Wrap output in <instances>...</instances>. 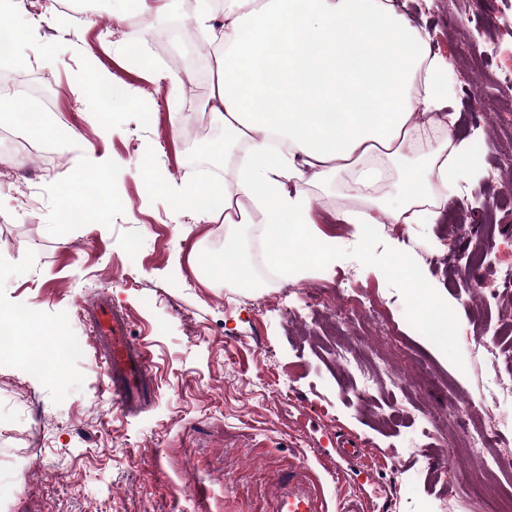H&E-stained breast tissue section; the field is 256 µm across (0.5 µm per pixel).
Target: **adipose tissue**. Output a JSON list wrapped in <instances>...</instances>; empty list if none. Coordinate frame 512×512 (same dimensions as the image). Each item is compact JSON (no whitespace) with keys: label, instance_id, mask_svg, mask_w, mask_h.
Returning a JSON list of instances; mask_svg holds the SVG:
<instances>
[{"label":"adipose tissue","instance_id":"1","mask_svg":"<svg viewBox=\"0 0 512 512\" xmlns=\"http://www.w3.org/2000/svg\"><path fill=\"white\" fill-rule=\"evenodd\" d=\"M214 48L203 109L242 146L233 174L180 192V212L229 226L261 220L267 256L292 279L330 264L309 188L350 187L343 224H438L477 150L447 124L448 65L402 0H196Z\"/></svg>","mask_w":512,"mask_h":512}]
</instances>
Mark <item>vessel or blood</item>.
Here are the masks:
<instances>
[{
    "label": "vessel or blood",
    "mask_w": 512,
    "mask_h": 512,
    "mask_svg": "<svg viewBox=\"0 0 512 512\" xmlns=\"http://www.w3.org/2000/svg\"><path fill=\"white\" fill-rule=\"evenodd\" d=\"M89 335L100 364L112 381V397L124 413L133 415L144 410L157 397L158 388L152 374V357L148 347L131 337L125 315L115 309L109 298L98 297L88 309ZM297 484L279 494L276 512H367L364 499L329 510L317 491L307 466H300Z\"/></svg>",
    "instance_id": "b4317fda"
}]
</instances>
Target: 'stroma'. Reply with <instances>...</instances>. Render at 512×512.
<instances>
[{
	"mask_svg": "<svg viewBox=\"0 0 512 512\" xmlns=\"http://www.w3.org/2000/svg\"><path fill=\"white\" fill-rule=\"evenodd\" d=\"M433 52L447 63L456 94V138H475L479 175L449 198L445 221L383 225L372 245L354 225L336 221L343 188L310 192L320 229L336 238L331 267L290 283L266 263L257 229L235 234L256 285L224 284L220 223L172 222L177 186L231 176L214 148L215 129L198 143L187 128L200 117L210 81L177 67V46L158 45L172 23L194 27L185 0L146 26L113 19L106 0H70L53 23L15 18L16 49L0 60L13 84L37 77L54 88L45 152L18 164L0 157V315L25 308L67 342L41 373L22 361L29 348L0 355V512H273L277 491L307 459L329 501L358 495L375 512H484L512 494V475L490 472L486 456L459 452L484 410L483 387L497 378L473 356L487 332H503L512 350V288L495 277L512 270V165L496 142L512 134V93L499 90L512 71V7L504 0H410ZM106 75L112 90L107 127L86 75ZM184 77L173 89L170 75ZM111 159L108 204L68 223L62 193L83 171L85 144ZM151 159L159 180L148 190L138 172ZM408 249L414 273L442 302L449 326L428 335L427 320L391 258ZM486 257L477 268L465 254ZM211 270L200 274L201 257ZM129 315L149 343L160 394L138 415L116 407L109 379L83 323L99 296ZM386 310L394 339L343 315L353 296ZM318 314L303 310L308 297ZM359 348L373 369L369 386L336 356ZM448 424L401 456L418 421ZM344 436L389 449L377 465L341 458ZM488 473L474 495L476 471Z\"/></svg>",
	"mask_w": 512,
	"mask_h": 512,
	"instance_id": "stroma-1",
	"label": "stroma"
}]
</instances>
